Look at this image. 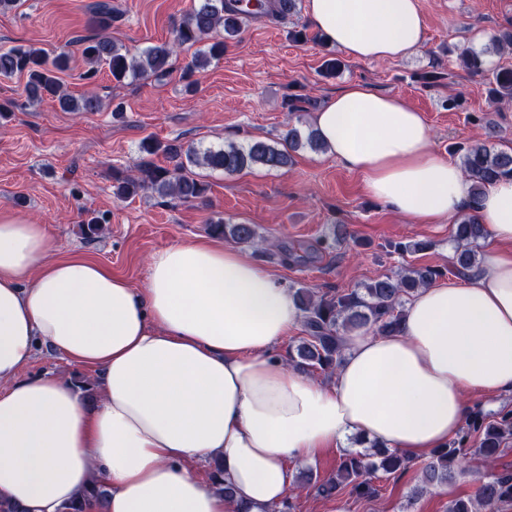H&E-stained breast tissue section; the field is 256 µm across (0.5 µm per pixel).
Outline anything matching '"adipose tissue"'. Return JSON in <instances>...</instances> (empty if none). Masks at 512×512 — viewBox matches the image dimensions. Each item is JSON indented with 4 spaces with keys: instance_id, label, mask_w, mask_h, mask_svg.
Wrapping results in <instances>:
<instances>
[{
    "instance_id": "obj_1",
    "label": "adipose tissue",
    "mask_w": 512,
    "mask_h": 512,
    "mask_svg": "<svg viewBox=\"0 0 512 512\" xmlns=\"http://www.w3.org/2000/svg\"><path fill=\"white\" fill-rule=\"evenodd\" d=\"M307 14L358 61L402 59L426 40L418 0H307ZM313 124L327 156L398 215L443 224L474 210L487 230L479 272L420 288L392 335L347 334L322 382L276 353L302 313L245 253L175 243L135 288L98 262L56 257L44 225L1 208L0 498L62 512L101 481L103 512H271L289 463L360 436L425 455L462 429L470 393H512V179L471 197L422 114L361 82ZM44 344L92 371L97 404L64 378L24 377Z\"/></svg>"
}]
</instances>
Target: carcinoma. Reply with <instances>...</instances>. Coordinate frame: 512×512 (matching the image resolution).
<instances>
[{
    "label": "carcinoma",
    "mask_w": 512,
    "mask_h": 512,
    "mask_svg": "<svg viewBox=\"0 0 512 512\" xmlns=\"http://www.w3.org/2000/svg\"><path fill=\"white\" fill-rule=\"evenodd\" d=\"M297 0H198L177 24L173 40L150 45L137 55L123 50L104 32L112 28L119 14L112 0H95L89 5L92 22L97 33L82 39L83 55L89 64L85 78L93 80L99 68H108L112 80L121 83L127 79L145 80L162 77L168 72L169 62L177 49L205 43L196 51L184 68L186 88L194 89L195 74L203 71L212 61L224 56V37L237 36L245 20L268 18L280 20L296 11ZM494 49L502 52L512 49V27L497 31L491 39ZM460 67L474 76L485 79L487 97L494 105L512 103V67L486 68L485 51L464 48L458 54ZM68 65V56L61 52L50 56L31 44L13 46L0 51V77L24 75L25 92L35 102L54 99L64 112H96L102 103L94 95L75 98L62 90L56 72ZM308 147L314 151L324 149L312 130L304 134L290 127L275 146L260 140L229 142L219 146L195 147L181 143H162L147 137L140 144L142 158L130 170H112L116 195L122 199L152 193L160 199L176 198L184 202L204 201L210 185L193 175L191 168L207 167L227 174L246 168L261 166L280 169L291 162V153ZM463 172L469 182L470 194L478 197L486 185L503 177H512V149L492 150L484 144L460 146ZM162 153L169 165L156 164L151 156ZM208 232L218 237H229L237 243L256 245L261 236L253 224L227 223L223 220L208 224ZM485 235V228L476 215L461 219L454 228L456 250L453 272L462 273L479 264L475 246ZM447 269L432 266H407L394 275H386L364 286V291L316 293L299 288L294 299L303 312L304 336L289 356V363L307 371L331 375L336 371L343 355V336L355 329H366L375 335L387 336L398 330L404 316L407 300L420 288L445 276ZM479 434V446L467 447L473 434ZM512 438V413L501 412L489 418L481 411L473 413L467 427L445 448L433 451L421 468L423 483H447L468 474L465 462L476 453L492 463L502 451L505 440ZM408 458L396 451L367 448L350 452L342 457L336 477L316 486L319 495L337 497L349 490L359 498L377 495L375 481L405 468ZM103 485L94 486L86 498L67 505L64 512H85L86 501L103 505ZM512 506V471L492 472L479 483L474 496L454 499L448 512H503Z\"/></svg>",
    "instance_id": "cac0c4a2"
}]
</instances>
